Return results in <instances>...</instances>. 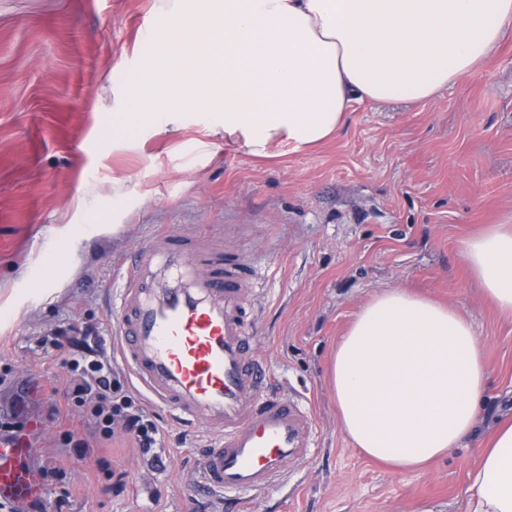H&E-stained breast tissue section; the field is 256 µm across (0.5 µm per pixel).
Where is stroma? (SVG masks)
<instances>
[{
    "mask_svg": "<svg viewBox=\"0 0 512 512\" xmlns=\"http://www.w3.org/2000/svg\"><path fill=\"white\" fill-rule=\"evenodd\" d=\"M159 23L158 0H0V408L16 382L36 383L31 464L53 467L66 453L42 388L64 386L73 349L47 352L40 340L91 328L112 341L114 275L136 245L175 225L259 259V353L317 428L285 486L246 497L243 512H466L468 474L498 421L512 418V319L462 256L467 238L512 224V25L480 67L433 98L356 105L318 147L257 157L208 136L202 114L111 136L108 113L124 110L125 77L145 66V35ZM384 288L455 308L491 375L473 436L422 471L353 448L326 380L338 338ZM149 411L164 430L162 468L132 442L99 445L47 477L46 512H199L183 481L211 434ZM115 472L127 475L120 495Z\"/></svg>",
    "mask_w": 512,
    "mask_h": 512,
    "instance_id": "obj_1",
    "label": "stroma"
}]
</instances>
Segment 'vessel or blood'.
Here are the masks:
<instances>
[{
  "label": "vessel or blood",
  "mask_w": 512,
  "mask_h": 512,
  "mask_svg": "<svg viewBox=\"0 0 512 512\" xmlns=\"http://www.w3.org/2000/svg\"><path fill=\"white\" fill-rule=\"evenodd\" d=\"M262 278L243 252L200 244L178 227L148 238L126 258L117 286L116 352L158 407L214 433L185 482L187 497L234 506V494L282 483L306 456L314 421L298 401L268 387L255 348L253 293ZM33 448L0 438V501L45 498Z\"/></svg>",
  "instance_id": "vessel-or-blood-1"
}]
</instances>
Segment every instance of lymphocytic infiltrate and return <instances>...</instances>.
<instances>
[{"label":"lymphocytic infiltrate","instance_id":"lymphocytic-infiltrate-1","mask_svg":"<svg viewBox=\"0 0 512 512\" xmlns=\"http://www.w3.org/2000/svg\"><path fill=\"white\" fill-rule=\"evenodd\" d=\"M65 365L69 380L63 390H52L48 416L61 426V440L71 457L86 460L93 443L118 436L145 454L160 447L162 433L155 416L132 394L101 341L82 343L80 354Z\"/></svg>","mask_w":512,"mask_h":512}]
</instances>
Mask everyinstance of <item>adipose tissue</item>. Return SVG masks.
Instances as JSON below:
<instances>
[{
    "mask_svg": "<svg viewBox=\"0 0 512 512\" xmlns=\"http://www.w3.org/2000/svg\"><path fill=\"white\" fill-rule=\"evenodd\" d=\"M160 14L113 135L205 112L209 134L263 156L322 144L356 103L430 99L498 46L512 0H160ZM463 256L512 316V225L468 238ZM329 382L354 447L418 470L470 435L490 374L454 308L388 288L338 340ZM467 494V512H512V421L494 430Z\"/></svg>",
    "mask_w": 512,
    "mask_h": 512,
    "instance_id": "ef3b65f1",
    "label": "adipose tissue"
}]
</instances>
